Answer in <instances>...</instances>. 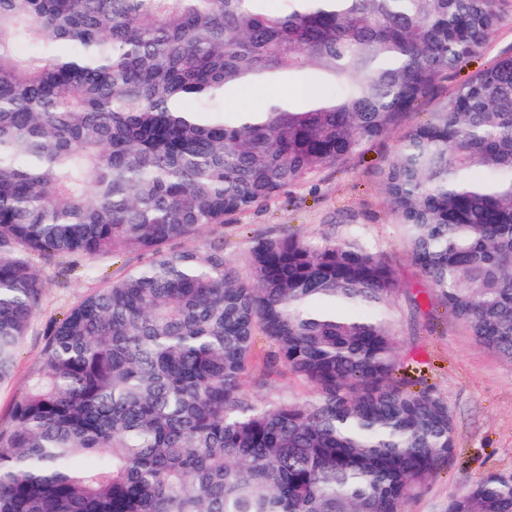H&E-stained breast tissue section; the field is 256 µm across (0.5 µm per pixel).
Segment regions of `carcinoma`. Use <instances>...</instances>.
Instances as JSON below:
<instances>
[{
  "label": "carcinoma",
  "mask_w": 512,
  "mask_h": 512,
  "mask_svg": "<svg viewBox=\"0 0 512 512\" xmlns=\"http://www.w3.org/2000/svg\"><path fill=\"white\" fill-rule=\"evenodd\" d=\"M0 0V385L41 305L29 255L147 261L46 329L0 429V512H404L455 449L409 369L403 292L356 231L259 239L242 276L203 227L360 159L432 310L512 362V54L448 87L512 0ZM323 88L258 110L240 89ZM365 307L354 319L346 308ZM265 365L310 391L244 393ZM445 512H512V472Z\"/></svg>",
  "instance_id": "carcinoma-1"
}]
</instances>
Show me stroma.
<instances>
[{"label": "stroma", "mask_w": 512, "mask_h": 512, "mask_svg": "<svg viewBox=\"0 0 512 512\" xmlns=\"http://www.w3.org/2000/svg\"><path fill=\"white\" fill-rule=\"evenodd\" d=\"M399 134L374 144L363 161L331 167L319 177L276 198L229 217L222 231L206 228L194 241L207 247L224 241V255L243 263L259 237L300 235L313 241L340 236L356 225L368 242L387 258L408 288L418 295L422 314L411 318L406 298L397 301L396 339L413 357L427 385L445 398L456 424V449L447 469L432 478L406 512H443L449 495L493 472L512 471V362L479 345L467 329L445 317L430 315L427 284L412 264L383 204L376 173L393 158ZM31 262L42 280L41 306L18 352L10 382L0 386V424L25 394L30 374L41 364L45 328L96 290L118 280L142 262L131 252L69 267L67 258Z\"/></svg>", "instance_id": "1"}]
</instances>
